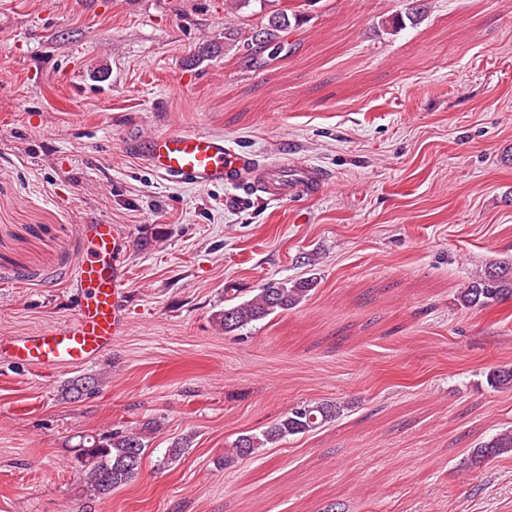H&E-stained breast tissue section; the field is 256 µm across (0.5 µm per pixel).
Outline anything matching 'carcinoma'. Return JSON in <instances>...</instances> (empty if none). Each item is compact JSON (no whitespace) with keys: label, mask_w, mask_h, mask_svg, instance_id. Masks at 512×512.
Returning a JSON list of instances; mask_svg holds the SVG:
<instances>
[{"label":"carcinoma","mask_w":512,"mask_h":512,"mask_svg":"<svg viewBox=\"0 0 512 512\" xmlns=\"http://www.w3.org/2000/svg\"><path fill=\"white\" fill-rule=\"evenodd\" d=\"M293 21L299 22L298 14L290 15L285 9L263 14L260 25L247 34L249 45L265 51ZM313 286L314 281L308 278L295 281L291 286L272 280L258 289L252 298L227 306L216 314L217 323L226 333L241 331L277 311L296 306ZM508 296L512 297V266L487 271L476 277L460 292L459 301L466 308H482ZM487 382L496 390H512V368L490 369ZM339 413L340 407L330 401L297 404L264 430L239 435L232 442L231 452L224 455V465L254 457L269 445L309 433ZM147 447L144 435L128 430L114 429L97 436L82 437L79 458L87 466L86 479L94 494L106 495L131 482L139 473ZM473 453L479 460L512 455V430L493 437Z\"/></svg>","instance_id":"carcinoma-1"}]
</instances>
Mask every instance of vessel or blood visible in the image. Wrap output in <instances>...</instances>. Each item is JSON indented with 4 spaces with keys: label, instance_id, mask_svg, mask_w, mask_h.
Returning a JSON list of instances; mask_svg holds the SVG:
<instances>
[{
    "label": "vessel or blood",
    "instance_id": "b4317fda",
    "mask_svg": "<svg viewBox=\"0 0 512 512\" xmlns=\"http://www.w3.org/2000/svg\"><path fill=\"white\" fill-rule=\"evenodd\" d=\"M131 152L152 171L197 188L228 185L246 195L283 202L301 192L315 194L326 183L317 167L295 161H259L254 155L205 132H171L131 139ZM86 244L74 279L79 300L73 316L32 336H0V354L41 368L83 364L102 357L125 332L124 247L115 224H84Z\"/></svg>",
    "mask_w": 512,
    "mask_h": 512
}]
</instances>
